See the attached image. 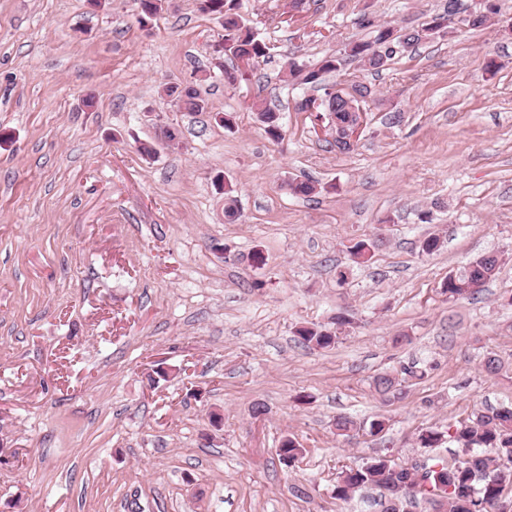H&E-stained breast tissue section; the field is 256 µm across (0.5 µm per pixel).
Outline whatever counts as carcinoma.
I'll return each mask as SVG.
<instances>
[{
    "label": "carcinoma",
    "instance_id": "cac0c4a2",
    "mask_svg": "<svg viewBox=\"0 0 512 512\" xmlns=\"http://www.w3.org/2000/svg\"><path fill=\"white\" fill-rule=\"evenodd\" d=\"M209 13L224 19V55L239 62H246L248 68L257 67L265 60L267 46L258 38L247 21L236 11L235 0H209ZM473 13L458 19V22L470 29L482 28L491 20V14ZM362 25L375 27L374 36L370 41L349 40L344 43L340 56H346L357 62L364 71L379 72L396 57L394 48L402 42H431L445 31L431 25L417 28H393L391 26L374 25L370 20H362ZM340 56H328L316 66H308L290 57L284 63L287 76L303 85L323 90L320 103L315 106L314 120L325 122L330 129L343 125L348 121V113L362 105L370 109L369 103L374 101L371 88L361 82L352 81L343 88L326 82V75L338 70ZM165 92L175 97L176 106L185 112H205L208 103L194 86L182 89L168 87ZM265 132L273 141L282 137V126L277 112L269 107L256 103L253 105ZM217 190L224 195V219L234 222L239 216L236 189L230 182L217 183ZM376 243L371 239H361L350 247V254L357 262L371 259ZM502 264L497 259L481 254L474 258L460 274L448 275L446 288L443 292L453 299L466 298L473 295L468 284L481 280L488 284L500 272ZM348 323L344 316L334 318L336 328L327 326H302L295 331L297 341L309 349H325L335 344L337 328ZM377 392L383 395H395L400 380L390 373L378 374L373 379ZM451 437L468 451V460H448L435 457L427 463L413 468L396 466L389 460L379 456L358 468H350L341 473L335 486L336 498L347 500L351 494L365 489L378 490L381 512H404L413 503L405 501L403 489L413 477L418 483L428 485L433 496L426 501L428 512H499V505L508 494H512V486L502 484V473L512 477V405L498 409L479 412L466 421L455 426L454 431L447 435L439 430H427L419 436L424 448H436L445 437ZM482 448H492L496 456H488ZM303 454V449L291 438L282 440L278 448L280 460L289 465Z\"/></svg>",
    "mask_w": 512,
    "mask_h": 512
}]
</instances>
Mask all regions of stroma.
<instances>
[{
    "mask_svg": "<svg viewBox=\"0 0 512 512\" xmlns=\"http://www.w3.org/2000/svg\"><path fill=\"white\" fill-rule=\"evenodd\" d=\"M237 2L268 55L232 85L198 0H165L145 25L138 0H0V512H376L368 490L336 499L342 470L462 454L418 437L512 403V0H495L500 24L456 27L379 75L329 74L383 101L347 153L300 110L311 91L282 80L285 57L318 64L366 37L360 18L415 27L448 0ZM170 83L208 111H180ZM168 127L174 144L142 157ZM219 178L236 188L232 223ZM307 180L317 193L294 194ZM431 234L443 245L426 256ZM374 237L353 263L349 246ZM491 251L507 256L496 279L443 294ZM340 314L333 346L297 342ZM414 363L424 379L373 388ZM340 415L356 423L345 436ZM286 435L304 450L289 467ZM253 108L258 114L259 120L263 123L265 132L269 138L273 141L280 140L282 137V126L277 112L257 102L253 105Z\"/></svg>",
    "mask_w": 512,
    "mask_h": 512,
    "instance_id": "stroma-1",
    "label": "stroma"
}]
</instances>
